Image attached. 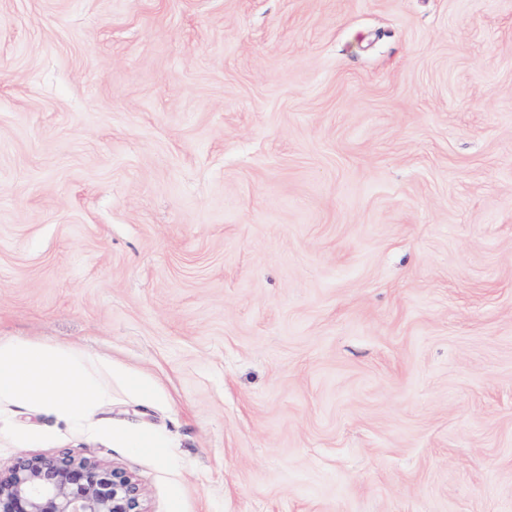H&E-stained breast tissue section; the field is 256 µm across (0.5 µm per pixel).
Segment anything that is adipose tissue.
<instances>
[{"label": "adipose tissue", "mask_w": 512, "mask_h": 512, "mask_svg": "<svg viewBox=\"0 0 512 512\" xmlns=\"http://www.w3.org/2000/svg\"><path fill=\"white\" fill-rule=\"evenodd\" d=\"M104 392L70 352L21 340H0V399L52 407L64 419L98 406Z\"/></svg>", "instance_id": "adipose-tissue-1"}]
</instances>
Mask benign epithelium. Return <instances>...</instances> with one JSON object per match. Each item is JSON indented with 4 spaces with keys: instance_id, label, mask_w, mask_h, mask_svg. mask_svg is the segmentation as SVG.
Returning <instances> with one entry per match:
<instances>
[{
    "instance_id": "1",
    "label": "benign epithelium",
    "mask_w": 512,
    "mask_h": 512,
    "mask_svg": "<svg viewBox=\"0 0 512 512\" xmlns=\"http://www.w3.org/2000/svg\"><path fill=\"white\" fill-rule=\"evenodd\" d=\"M142 497L132 474L72 455L0 468V512H144Z\"/></svg>"
}]
</instances>
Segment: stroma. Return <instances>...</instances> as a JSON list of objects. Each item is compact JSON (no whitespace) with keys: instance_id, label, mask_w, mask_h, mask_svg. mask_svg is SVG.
Here are the masks:
<instances>
[{"instance_id":"stroma-1","label":"stroma","mask_w":512,"mask_h":512,"mask_svg":"<svg viewBox=\"0 0 512 512\" xmlns=\"http://www.w3.org/2000/svg\"><path fill=\"white\" fill-rule=\"evenodd\" d=\"M0 339L106 391L0 400L2 465L512 512V0H0ZM111 435L112 441L126 444L137 451L148 452L154 448L152 437L147 433L112 429Z\"/></svg>"}]
</instances>
